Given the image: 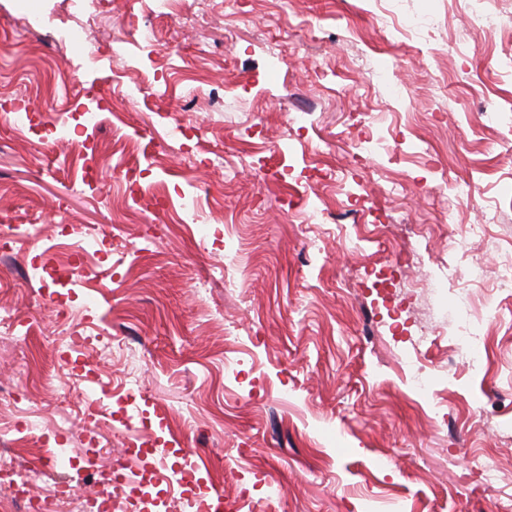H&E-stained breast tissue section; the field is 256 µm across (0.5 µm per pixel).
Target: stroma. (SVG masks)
Returning <instances> with one entry per match:
<instances>
[{
	"instance_id": "1",
	"label": "stroma",
	"mask_w": 512,
	"mask_h": 512,
	"mask_svg": "<svg viewBox=\"0 0 512 512\" xmlns=\"http://www.w3.org/2000/svg\"><path fill=\"white\" fill-rule=\"evenodd\" d=\"M470 0H177L163 14L117 0L105 25L78 0H0V390L30 388L39 434L0 431L42 471L36 490L78 474L90 440L137 441L91 426L89 401L147 417L198 483L241 512H503L512 506V292L474 240L481 282L440 278L441 225L485 224L512 250V0L480 31ZM151 26L143 50L130 14ZM408 24L407 34L381 18ZM85 25L107 52L89 64L67 38ZM439 48L431 57L424 46ZM79 143L51 127L89 109ZM284 151L283 167L268 151ZM156 168L124 181L129 164ZM466 180L473 201L433 193ZM422 184L419 192L402 181ZM106 241L31 263L60 225ZM341 224H368L363 249ZM415 235H407L405 225ZM237 249L238 285L224 284ZM425 265L393 272L408 250ZM468 295L486 339L483 367L442 370ZM87 336L86 362L52 344ZM433 340L436 398L402 377ZM501 479L479 487L472 456Z\"/></svg>"
}]
</instances>
